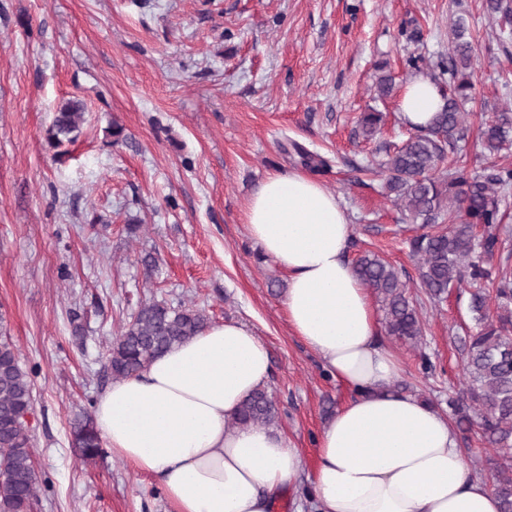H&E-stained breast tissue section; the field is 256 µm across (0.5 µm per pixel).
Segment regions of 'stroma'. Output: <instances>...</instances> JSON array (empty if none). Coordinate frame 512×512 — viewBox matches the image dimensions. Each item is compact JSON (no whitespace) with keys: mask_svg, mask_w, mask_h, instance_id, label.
<instances>
[{"mask_svg":"<svg viewBox=\"0 0 512 512\" xmlns=\"http://www.w3.org/2000/svg\"><path fill=\"white\" fill-rule=\"evenodd\" d=\"M460 13L476 85L464 149L479 168L484 108L512 83V34L483 0H0V336L34 382L33 512H171L156 478L107 447L83 461L70 435L113 382L112 337L152 297L252 329L270 354L276 430L313 463L348 393L290 333L286 275L242 222L267 174L301 169L302 149L331 165L320 181L354 228L349 259L371 252L405 275L424 335L392 340L401 381L447 410L477 331L468 298H428L406 243L417 229L366 168L407 132V58L447 59ZM383 73L394 88L381 98ZM70 99L86 121L60 163L45 130ZM371 108L385 123L368 139L358 118ZM115 122L128 142L113 143Z\"/></svg>","mask_w":512,"mask_h":512,"instance_id":"35a3bbf8","label":"stroma"}]
</instances>
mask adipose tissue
I'll return each mask as SVG.
<instances>
[{
  "instance_id": "ef3b65f1",
  "label": "adipose tissue",
  "mask_w": 512,
  "mask_h": 512,
  "mask_svg": "<svg viewBox=\"0 0 512 512\" xmlns=\"http://www.w3.org/2000/svg\"><path fill=\"white\" fill-rule=\"evenodd\" d=\"M443 105L440 87L415 77L398 115L426 127ZM242 220L288 277L290 332L350 391L316 439L304 495L317 512H500L450 419L393 389L403 368L346 257L353 226L337 197L305 173L274 171ZM269 374V351L250 328L214 324L113 382L97 399L95 426L113 455L158 479L173 512H272L306 469L302 453L264 425L227 427Z\"/></svg>"
}]
</instances>
